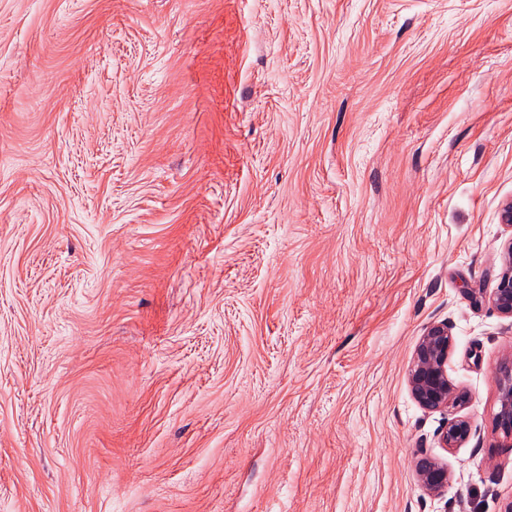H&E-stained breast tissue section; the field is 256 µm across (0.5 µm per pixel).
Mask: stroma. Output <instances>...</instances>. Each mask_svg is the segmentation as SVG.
Wrapping results in <instances>:
<instances>
[{"instance_id": "stroma-1", "label": "stroma", "mask_w": 512, "mask_h": 512, "mask_svg": "<svg viewBox=\"0 0 512 512\" xmlns=\"http://www.w3.org/2000/svg\"><path fill=\"white\" fill-rule=\"evenodd\" d=\"M510 199L512 0H0V512H505ZM488 300L502 317L512 319V239L503 252L498 283ZM452 347L453 336L448 323L430 325L419 339L408 370L414 400L428 411L448 413V425L440 439L444 448L461 447L472 431L470 421L457 415L467 396L448 378ZM495 425L503 434L509 446H512V369L505 366L498 379V411ZM419 479L428 492L442 495L448 490L450 474L448 465L435 458L423 456L415 461Z\"/></svg>"}]
</instances>
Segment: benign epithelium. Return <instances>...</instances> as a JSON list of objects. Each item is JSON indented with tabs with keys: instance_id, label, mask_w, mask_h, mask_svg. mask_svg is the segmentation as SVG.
Listing matches in <instances>:
<instances>
[{
	"instance_id": "obj_1",
	"label": "benign epithelium",
	"mask_w": 512,
	"mask_h": 512,
	"mask_svg": "<svg viewBox=\"0 0 512 512\" xmlns=\"http://www.w3.org/2000/svg\"><path fill=\"white\" fill-rule=\"evenodd\" d=\"M493 308L504 318L512 319V240L502 255V265L496 288L488 296ZM453 347V336L448 324L437 323L426 328L415 348L408 382L414 400L428 411L448 413V425L443 429L441 445L459 448L470 437V421L457 415L467 396L448 378V358ZM495 425L503 438L512 445V368L504 367L498 379V411ZM419 479L426 490L435 495L448 491V465L432 457L415 461Z\"/></svg>"
}]
</instances>
